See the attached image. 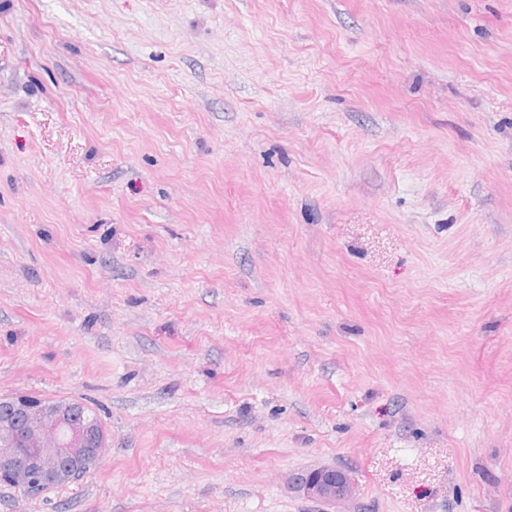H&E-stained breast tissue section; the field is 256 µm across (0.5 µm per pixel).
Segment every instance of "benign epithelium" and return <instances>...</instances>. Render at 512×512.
I'll list each match as a JSON object with an SVG mask.
<instances>
[{"instance_id":"benign-epithelium-1","label":"benign epithelium","mask_w":512,"mask_h":512,"mask_svg":"<svg viewBox=\"0 0 512 512\" xmlns=\"http://www.w3.org/2000/svg\"><path fill=\"white\" fill-rule=\"evenodd\" d=\"M0 478L31 499L77 481L102 458L107 433L97 419L77 418L70 401L0 397ZM289 489L330 506L352 501L355 486L336 466L319 465L290 477Z\"/></svg>"}]
</instances>
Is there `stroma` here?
I'll return each instance as SVG.
<instances>
[{
    "label": "stroma",
    "instance_id": "obj_1",
    "mask_svg": "<svg viewBox=\"0 0 512 512\" xmlns=\"http://www.w3.org/2000/svg\"><path fill=\"white\" fill-rule=\"evenodd\" d=\"M0 512H512V0H0ZM10 414L0 416V480L30 499L50 488L77 481L102 458L107 433L93 411L70 401H40L27 396L0 397ZM289 489L304 498L334 507L347 504L355 496V486L349 474L330 465H319L293 474Z\"/></svg>",
    "mask_w": 512,
    "mask_h": 512
}]
</instances>
